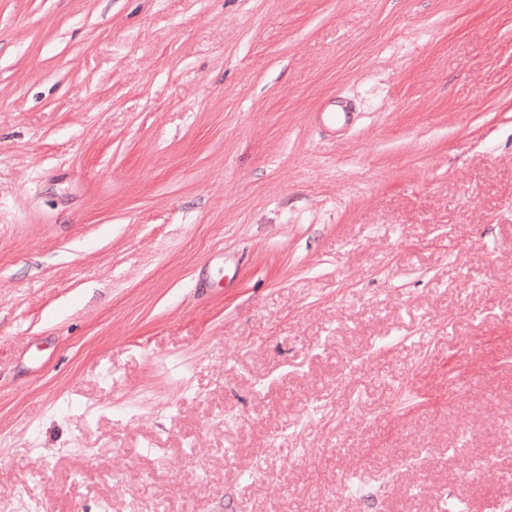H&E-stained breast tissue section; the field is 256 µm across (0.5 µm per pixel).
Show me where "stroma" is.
<instances>
[{"label":"stroma","mask_w":512,"mask_h":512,"mask_svg":"<svg viewBox=\"0 0 512 512\" xmlns=\"http://www.w3.org/2000/svg\"><path fill=\"white\" fill-rule=\"evenodd\" d=\"M461 475L512 504V0H0V512ZM353 112L350 104L343 99H333L325 108L313 112V120L324 123L329 120L334 123L347 125L351 120Z\"/></svg>","instance_id":"obj_1"}]
</instances>
